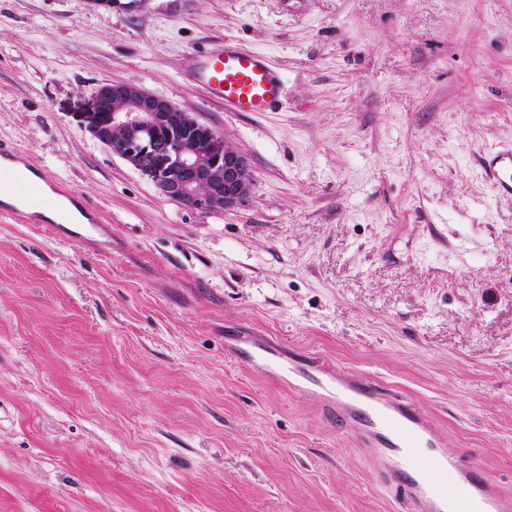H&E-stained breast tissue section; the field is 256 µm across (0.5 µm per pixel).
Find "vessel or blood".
I'll return each instance as SVG.
<instances>
[{
    "label": "vessel or blood",
    "instance_id": "vessel-or-blood-1",
    "mask_svg": "<svg viewBox=\"0 0 512 512\" xmlns=\"http://www.w3.org/2000/svg\"><path fill=\"white\" fill-rule=\"evenodd\" d=\"M186 65L191 80L229 111L267 112L281 103V77L261 54L224 42L193 52ZM483 162L494 197L512 199V146L489 150ZM253 349L262 374L297 378L367 440L385 461L384 479L397 482L410 512H512V496L448 455L411 402L382 394L355 373L288 362L260 343Z\"/></svg>",
    "mask_w": 512,
    "mask_h": 512
}]
</instances>
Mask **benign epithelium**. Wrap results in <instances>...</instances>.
<instances>
[{
  "instance_id": "benign-epithelium-1",
  "label": "benign epithelium",
  "mask_w": 512,
  "mask_h": 512,
  "mask_svg": "<svg viewBox=\"0 0 512 512\" xmlns=\"http://www.w3.org/2000/svg\"><path fill=\"white\" fill-rule=\"evenodd\" d=\"M89 131L163 196L189 208L231 210L250 194L252 167L244 152L193 114L136 84H99Z\"/></svg>"
}]
</instances>
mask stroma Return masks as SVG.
I'll return each mask as SVG.
<instances>
[{"label": "stroma", "mask_w": 512, "mask_h": 512, "mask_svg": "<svg viewBox=\"0 0 512 512\" xmlns=\"http://www.w3.org/2000/svg\"><path fill=\"white\" fill-rule=\"evenodd\" d=\"M232 40L280 68L274 112L184 74ZM105 81L246 153L201 212L89 132ZM0 140L94 210L0 216V512H405L384 463L242 336L416 405L512 495V0H0ZM483 162L493 196L512 199V146L490 149Z\"/></svg>", "instance_id": "1"}]
</instances>
